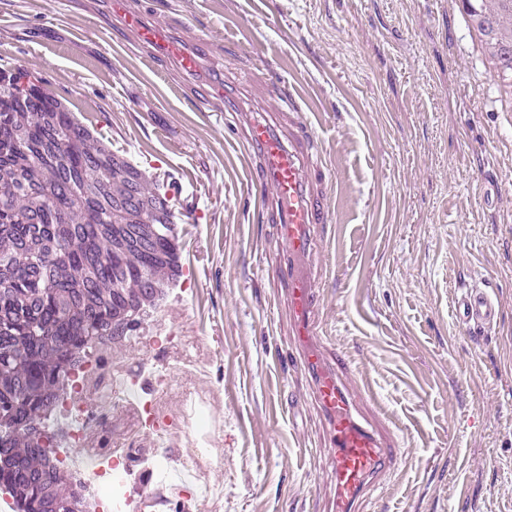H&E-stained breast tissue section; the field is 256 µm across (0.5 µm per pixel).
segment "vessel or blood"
Wrapping results in <instances>:
<instances>
[{
    "instance_id": "obj_1",
    "label": "vessel or blood",
    "mask_w": 512,
    "mask_h": 512,
    "mask_svg": "<svg viewBox=\"0 0 512 512\" xmlns=\"http://www.w3.org/2000/svg\"><path fill=\"white\" fill-rule=\"evenodd\" d=\"M113 12L122 15L140 41L151 45L160 33L137 14L128 12L125 0H112ZM178 67L197 72L201 57L196 50L170 44ZM248 142L262 156L256 173L260 183L272 184L279 209V233L294 264L286 274L288 307L293 336L303 367L313 379V396L327 419L326 446L331 451V480L334 487L330 512H362V505L384 473L387 464L401 453L399 444L359 420L360 393L349 388L342 374L328 360L322 344L316 310L317 282L310 262L315 253L316 228L323 223L327 195L316 185L327 182V174L311 148L308 128L294 122L289 138H282L266 118L250 120ZM453 314L461 329L479 337L493 328L498 310L482 288L464 285L453 300Z\"/></svg>"
}]
</instances>
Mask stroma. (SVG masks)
Listing matches in <instances>:
<instances>
[{
    "label": "stroma",
    "instance_id": "35a3bbf8",
    "mask_svg": "<svg viewBox=\"0 0 512 512\" xmlns=\"http://www.w3.org/2000/svg\"><path fill=\"white\" fill-rule=\"evenodd\" d=\"M200 73L102 0H0V81L40 87L174 215L178 271L133 335L92 349L102 413L76 454L125 449L141 512H326V419L301 366L271 187L244 113H304L329 175L313 257L324 345L360 419L403 454L364 512H512V126L453 0H126ZM499 308L456 325L461 283ZM132 335V336H133ZM130 379L123 404L109 380ZM212 459L185 472L195 449ZM164 455L170 478L148 463ZM169 51L182 71L194 73L199 70L201 66V57L196 50L179 46L176 43H171L169 45Z\"/></svg>",
    "mask_w": 512,
    "mask_h": 512
}]
</instances>
